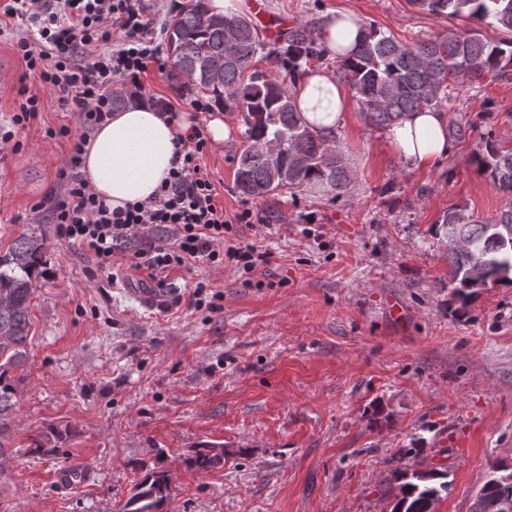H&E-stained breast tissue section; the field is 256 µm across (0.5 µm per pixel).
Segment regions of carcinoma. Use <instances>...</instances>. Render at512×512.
<instances>
[{"mask_svg":"<svg viewBox=\"0 0 512 512\" xmlns=\"http://www.w3.org/2000/svg\"><path fill=\"white\" fill-rule=\"evenodd\" d=\"M423 11L465 16L477 27L415 44H405L375 25L363 26L352 56L338 66L351 83L365 121L387 126L409 112L439 109L448 101L450 88L469 83L482 85L512 71V37L493 40L481 28L512 33V0H411ZM167 50L175 58L173 78L183 75L210 93L214 104L245 116L244 138L235 183L248 197L260 198L285 186L300 188L315 183L337 197L351 181L336 137L326 138L301 122L294 102V84L305 65L320 61L324 52L309 27L288 33L285 45L271 48L259 28L242 16L208 14L204 0L175 15L167 28ZM272 59L288 74L253 69L256 59ZM475 124L452 119L448 136L462 140ZM471 162L492 179L500 190L512 194V149L499 147L487 133L473 150ZM439 235L448 242L453 295L462 303L477 290L492 285L512 272V204L495 217L480 220L466 210L451 207L443 215ZM42 239L22 234L0 255V469L4 440L17 406V386L12 371L28 360L32 317V279L44 267ZM69 430L47 428L36 441V451L51 453ZM186 464L199 470L224 466V445L202 442ZM168 474L148 473L134 484L123 512H156L167 498ZM448 475L435 471L428 481L413 475L399 486L405 512H425L422 500L429 493H449ZM502 498L512 505V481L492 474L477 491L469 512H482L484 498Z\"/></svg>","mask_w":512,"mask_h":512,"instance_id":"carcinoma-1","label":"carcinoma"}]
</instances>
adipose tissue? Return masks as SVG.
<instances>
[{"instance_id": "adipose-tissue-1", "label": "adipose tissue", "mask_w": 512, "mask_h": 512, "mask_svg": "<svg viewBox=\"0 0 512 512\" xmlns=\"http://www.w3.org/2000/svg\"><path fill=\"white\" fill-rule=\"evenodd\" d=\"M360 29L351 11L326 14L321 41L327 57H348ZM294 102L302 122L326 136L343 124L350 108L348 93L324 69L301 77ZM192 124L190 113L171 118L144 104L114 111L110 121L94 129L82 155L81 171L89 190L113 208L150 199L173 166L177 134ZM383 138L406 170H426L448 152V118L436 110L412 112L386 127Z\"/></svg>"}]
</instances>
